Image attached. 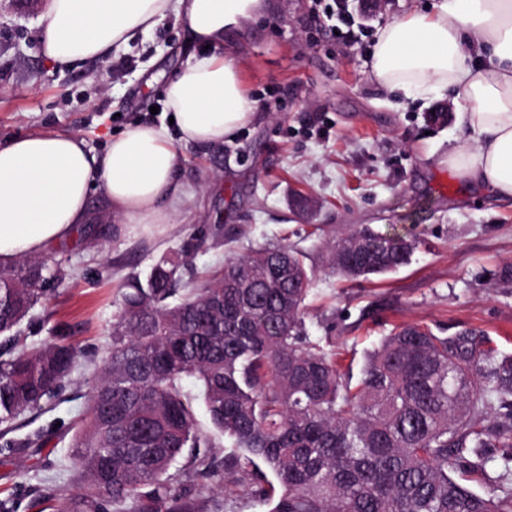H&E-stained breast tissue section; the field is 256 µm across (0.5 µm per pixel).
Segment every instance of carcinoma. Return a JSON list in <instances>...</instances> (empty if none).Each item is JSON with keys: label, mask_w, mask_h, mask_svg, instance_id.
<instances>
[{"label": "carcinoma", "mask_w": 512, "mask_h": 512, "mask_svg": "<svg viewBox=\"0 0 512 512\" xmlns=\"http://www.w3.org/2000/svg\"><path fill=\"white\" fill-rule=\"evenodd\" d=\"M414 249L361 227L334 242L330 266L354 279L386 275ZM180 268L163 259L146 280L123 283L112 346L72 442L81 480L59 512H198L226 481L265 512H512V353L476 329L440 336L403 324L358 377L346 376L333 337L308 333L315 272L297 250L252 248L183 290ZM47 272L28 259L0 269L6 448L42 445L7 435L43 409L77 354L64 342L14 351ZM219 438L231 443L222 461L212 452ZM461 470L490 490H473Z\"/></svg>", "instance_id": "obj_1"}]
</instances>
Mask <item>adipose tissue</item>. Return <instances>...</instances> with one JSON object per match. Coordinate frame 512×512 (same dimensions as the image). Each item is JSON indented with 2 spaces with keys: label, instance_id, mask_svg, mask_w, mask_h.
Wrapping results in <instances>:
<instances>
[{
  "label": "adipose tissue",
  "instance_id": "obj_1",
  "mask_svg": "<svg viewBox=\"0 0 512 512\" xmlns=\"http://www.w3.org/2000/svg\"><path fill=\"white\" fill-rule=\"evenodd\" d=\"M266 0H49L44 56L59 69L102 61L167 18L202 46L164 86L175 132L143 123L115 134L103 154L74 132L0 142V263L43 254L85 222L100 190L117 224H171L189 199L177 144H223L255 116L225 34L261 17ZM379 86L404 93L458 89L476 144L448 155L465 179L512 198V0H435L380 27L368 62Z\"/></svg>",
  "mask_w": 512,
  "mask_h": 512
}]
</instances>
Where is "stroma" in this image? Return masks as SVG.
<instances>
[{
  "mask_svg": "<svg viewBox=\"0 0 512 512\" xmlns=\"http://www.w3.org/2000/svg\"><path fill=\"white\" fill-rule=\"evenodd\" d=\"M435 0H388L385 11L349 9L364 35L346 47L329 35L312 0H269L270 10L225 38L241 66L255 120L231 140L207 149L178 146V176L190 199L162 229L105 224L103 202L71 241L47 249L58 275L21 327L30 346L60 340L79 350L62 392L43 411L26 414L17 436L46 431L42 448L0 447V502L10 512H57L79 472L71 437L88 402L96 363L112 342L121 283L146 277L163 259L190 253L183 285L224 265L251 244H285L315 271L307 313L311 335L332 336L341 370L359 374L367 351L394 326L411 323L454 334L486 333L512 352V199L496 197L448 168V154L467 142L461 102L443 96L401 100L369 77L370 44L380 26L408 7ZM47 0H0V141L32 133L81 134L104 152L109 138L138 123L168 122L166 80L194 54L180 24L168 19L133 37L103 61L59 70L42 54ZM447 106V126L427 115ZM321 124H313V114ZM312 197V219L290 203ZM367 226L413 240L410 264L369 280L336 274L329 245ZM235 228L236 242L224 239Z\"/></svg>",
  "mask_w": 512,
  "mask_h": 512,
  "instance_id": "stroma-1",
  "label": "stroma"
}]
</instances>
